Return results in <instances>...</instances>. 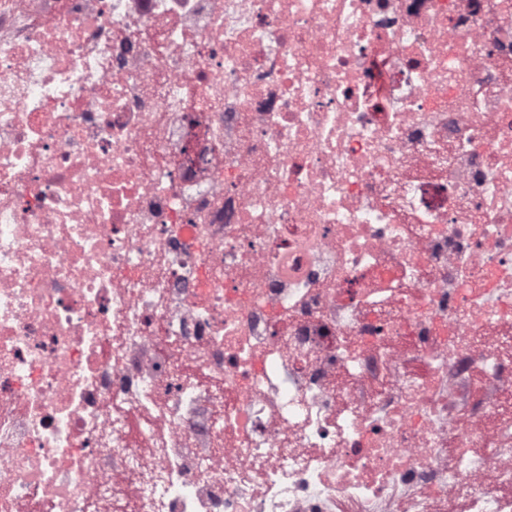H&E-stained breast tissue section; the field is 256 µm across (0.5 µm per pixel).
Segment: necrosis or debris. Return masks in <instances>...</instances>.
I'll use <instances>...</instances> for the list:
<instances>
[{"mask_svg": "<svg viewBox=\"0 0 512 512\" xmlns=\"http://www.w3.org/2000/svg\"><path fill=\"white\" fill-rule=\"evenodd\" d=\"M0 512H512V0H0Z\"/></svg>", "mask_w": 512, "mask_h": 512, "instance_id": "4bbe7bcc", "label": "necrosis or debris"}]
</instances>
